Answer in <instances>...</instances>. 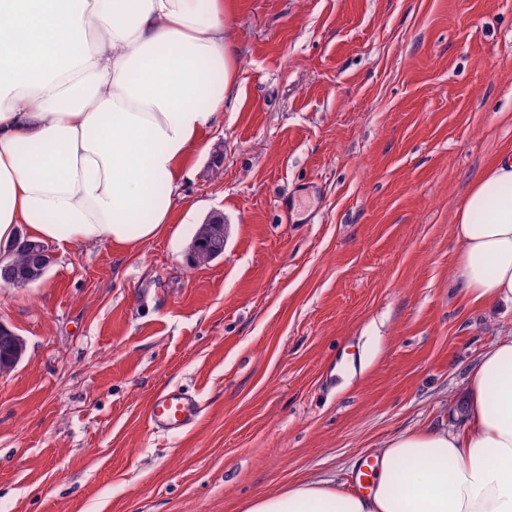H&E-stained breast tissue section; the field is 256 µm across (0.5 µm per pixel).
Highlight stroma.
Wrapping results in <instances>:
<instances>
[{"label":"stroma","mask_w":512,"mask_h":512,"mask_svg":"<svg viewBox=\"0 0 512 512\" xmlns=\"http://www.w3.org/2000/svg\"><path fill=\"white\" fill-rule=\"evenodd\" d=\"M238 99L133 251L52 247L0 287V512H241L355 489L392 437L456 431L512 305L464 301L454 212L512 152V0H233ZM224 161L214 166L213 151ZM224 217V253L188 261ZM350 363L335 384L333 360ZM202 406L152 431L153 396ZM203 226V228H202ZM204 238L205 246L196 244V241ZM212 245H217V250L208 251ZM224 253V217L221 215H210L204 224L198 227L189 253V261L194 267L209 265L213 260ZM25 353L24 340L8 327L0 325V367H12Z\"/></svg>","instance_id":"stroma-1"}]
</instances>
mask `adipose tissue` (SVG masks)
<instances>
[{
  "instance_id": "obj_1",
  "label": "adipose tissue",
  "mask_w": 512,
  "mask_h": 512,
  "mask_svg": "<svg viewBox=\"0 0 512 512\" xmlns=\"http://www.w3.org/2000/svg\"><path fill=\"white\" fill-rule=\"evenodd\" d=\"M229 0H0V245L132 250L237 97ZM463 297L512 303V156L454 214ZM244 512H512V333L480 357L460 430L389 439L370 489L306 479Z\"/></svg>"
}]
</instances>
